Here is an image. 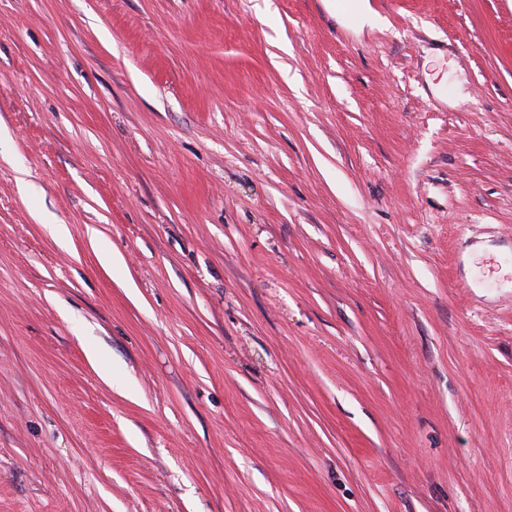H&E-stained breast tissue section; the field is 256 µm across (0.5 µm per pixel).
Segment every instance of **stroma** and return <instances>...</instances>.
Wrapping results in <instances>:
<instances>
[{
	"instance_id": "1",
	"label": "stroma",
	"mask_w": 512,
	"mask_h": 512,
	"mask_svg": "<svg viewBox=\"0 0 512 512\" xmlns=\"http://www.w3.org/2000/svg\"><path fill=\"white\" fill-rule=\"evenodd\" d=\"M366 2L0 0V512H512V0Z\"/></svg>"
}]
</instances>
